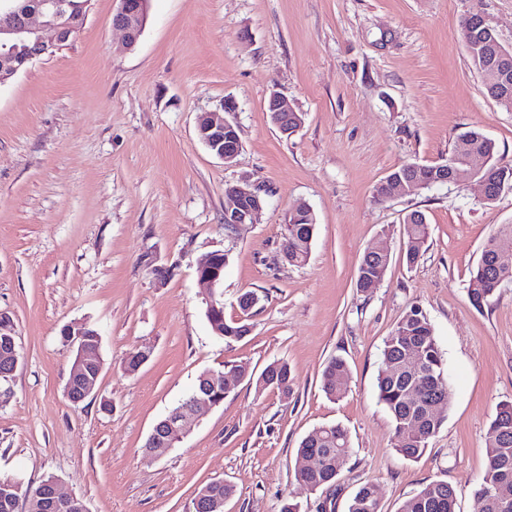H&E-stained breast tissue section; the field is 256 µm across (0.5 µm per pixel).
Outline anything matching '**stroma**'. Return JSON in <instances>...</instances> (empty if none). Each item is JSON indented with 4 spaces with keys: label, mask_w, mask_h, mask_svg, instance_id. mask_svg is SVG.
Wrapping results in <instances>:
<instances>
[{
    "label": "stroma",
    "mask_w": 512,
    "mask_h": 512,
    "mask_svg": "<svg viewBox=\"0 0 512 512\" xmlns=\"http://www.w3.org/2000/svg\"><path fill=\"white\" fill-rule=\"evenodd\" d=\"M119 0H90L70 39L0 85V313L20 363L0 379V478L55 477L89 512H188L215 479L234 487L224 512H347L375 485L397 512L443 480L457 512H479L496 406L512 402V282L482 308L468 287L487 239L512 224V192L484 203L477 185L435 186L378 202L396 168L447 159L457 136L482 130L512 164V111L490 99L460 36L481 10L512 49V0H150L139 42L113 29ZM286 96L304 116L280 133L266 105ZM234 101L235 111L224 109ZM223 113L239 130L232 163L199 140L197 120ZM270 194L256 223L224 224L225 188L243 178ZM312 211L308 262L281 248L291 211ZM425 214L430 236L414 265L403 219ZM390 255L378 288L359 292L362 255ZM221 251L224 317L259 301L251 332L232 345L205 318L198 260ZM428 315L449 375L446 420L407 460L376 398L381 350L410 309ZM101 338L99 394L66 395L73 363L62 330ZM152 350L137 372L125 355ZM351 371L345 394L321 388L327 362ZM287 362L289 395L232 384L159 458L144 444L199 374ZM109 411H102L101 402ZM345 426L352 453L333 488L295 478L312 429Z\"/></svg>",
    "instance_id": "35a3bbf8"
}]
</instances>
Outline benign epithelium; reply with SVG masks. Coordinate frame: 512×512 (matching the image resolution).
Returning a JSON list of instances; mask_svg holds the SVG:
<instances>
[{"label": "benign epithelium", "instance_id": "1", "mask_svg": "<svg viewBox=\"0 0 512 512\" xmlns=\"http://www.w3.org/2000/svg\"><path fill=\"white\" fill-rule=\"evenodd\" d=\"M90 0L82 4L67 3L65 0H44L41 7L31 9L24 5L6 3L0 6V82L18 71L26 68L34 60L49 53L69 40V27L64 22L70 9L88 8ZM148 0H120V6L112 16V26L124 32L126 43L133 47L137 44L143 26L146 22ZM270 100L276 103L272 119L280 131L291 135L302 124V116L295 115L289 123L281 118V113L291 112L293 108L279 93L270 95ZM197 135L207 149L229 164L240 152L241 145L235 142V125L213 113L199 116ZM478 155L469 156L466 161L467 169L443 165L440 167L441 184L467 185L477 182L481 187L482 199H487L490 189L484 179L478 177L483 167L474 166ZM267 195L265 186L260 182L236 184L229 188L227 196L231 204L224 208V223L251 224L255 216L263 208L264 197ZM209 258L199 262L198 278L209 286L217 288L221 276L220 271L208 267ZM68 344L75 352L74 369L66 386L67 397L78 404L88 398L96 388V382L85 378L87 370L100 364L98 347L85 340V326L75 324L65 328ZM213 402L205 394H200L192 402L191 407L175 412L172 419L185 425L203 408H210ZM59 503H67L76 512H88L85 503L75 495H65L60 491L57 480L48 482V494L44 507L52 510Z\"/></svg>", "mask_w": 512, "mask_h": 512}]
</instances>
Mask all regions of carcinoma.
Returning <instances> with one entry per match:
<instances>
[{
  "label": "carcinoma",
  "mask_w": 512,
  "mask_h": 512,
  "mask_svg": "<svg viewBox=\"0 0 512 512\" xmlns=\"http://www.w3.org/2000/svg\"><path fill=\"white\" fill-rule=\"evenodd\" d=\"M479 14L464 20L462 25H471L473 31L482 37L480 45L472 48L470 57L483 54L487 64H492L496 50L488 36L483 34L477 21ZM484 154L490 163L483 172L488 186L500 181L512 184V165L504 164L498 155L495 142L477 129L460 134L448 155V160L459 167L464 163L465 151ZM416 212L404 217L405 257L409 265L418 261L423 245L429 235L428 224L415 220ZM316 224L311 210L303 206L289 217L287 234L283 242V255L294 266L304 265L310 256ZM503 244L502 258L512 266V224H503L491 236ZM389 261L380 257H362L355 278L358 290L366 292L372 280L382 278ZM496 290L489 279L488 271L477 266L473 272L468 297L476 308L483 307ZM258 303L255 293L247 291L239 298L242 317L227 321L224 319V305L206 308L205 315L212 332L229 344L246 336L250 327L248 315ZM350 379L346 361L340 357L331 359L322 372L323 392L336 398L344 394ZM260 389L273 388L286 395L293 386L288 364L275 361L269 364L256 380ZM377 399L389 414L397 436L396 451L406 459H416L424 451L428 440L441 429L445 417L432 413L429 405L435 401L448 400V373L443 352L434 334L433 327L423 310L413 306L399 320L384 341L381 351V366L377 375ZM183 437L178 429L168 428L155 446L147 448L153 455H163L176 446ZM348 431L340 424H328L309 432L300 442L296 459L317 456L320 463L315 468L296 469V477L314 489L329 488L336 484L339 461L347 460L351 454ZM502 475L512 487V403H500L490 422V436L487 446V466L476 490V496L483 500L482 512H500L498 503L486 495L489 482ZM234 492L233 486L224 484L214 487L203 486L196 497L208 503L204 509L197 508L191 501L188 512H218V506ZM47 494L45 484L36 488H23L16 492L9 480L0 479V512H18L19 501L27 503V512H45L43 503ZM456 493L446 481L425 484L400 506L399 512H456ZM347 512H382L374 485L365 483L358 487L351 497Z\"/></svg>",
  "instance_id": "1"
}]
</instances>
